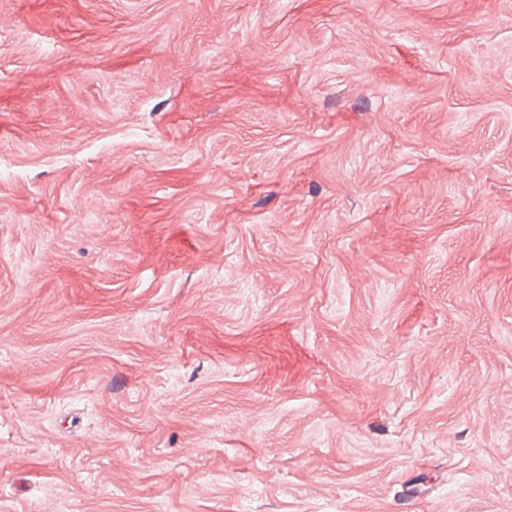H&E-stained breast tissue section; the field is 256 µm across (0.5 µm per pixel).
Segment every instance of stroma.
Returning a JSON list of instances; mask_svg holds the SVG:
<instances>
[{
    "label": "stroma",
    "instance_id": "1",
    "mask_svg": "<svg viewBox=\"0 0 512 512\" xmlns=\"http://www.w3.org/2000/svg\"><path fill=\"white\" fill-rule=\"evenodd\" d=\"M512 512V0H0V512Z\"/></svg>",
    "mask_w": 512,
    "mask_h": 512
}]
</instances>
